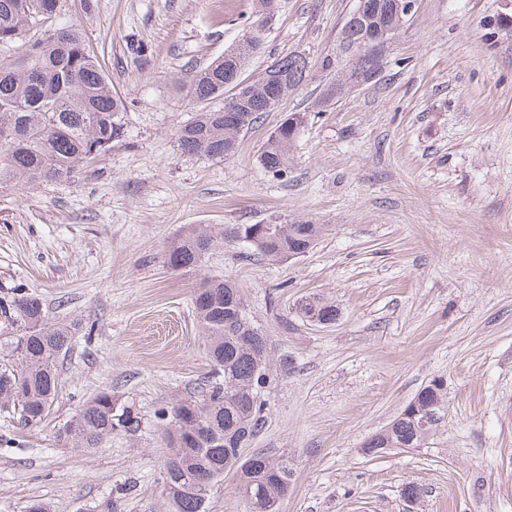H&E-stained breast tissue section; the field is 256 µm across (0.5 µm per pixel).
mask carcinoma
Instances as JSON below:
<instances>
[{
    "instance_id": "obj_1",
    "label": "carcinoma",
    "mask_w": 512,
    "mask_h": 512,
    "mask_svg": "<svg viewBox=\"0 0 512 512\" xmlns=\"http://www.w3.org/2000/svg\"><path fill=\"white\" fill-rule=\"evenodd\" d=\"M48 0H0V47L13 46L12 59L0 58V189L18 183L70 182L97 162L120 137L124 104L112 88L94 53L72 24L46 28L42 15ZM256 20L224 55L193 71L179 90L193 103L225 96L224 108L201 109L178 132L180 148L207 160L231 155L241 134L273 111L288 93L311 75L308 57L297 52L268 65L253 81L242 78L262 49L263 32L273 21L271 0H256ZM397 0H359L341 28L348 48L368 34L397 32L407 14ZM370 61L352 67L341 79L325 84L320 105L336 103L352 88L372 79ZM298 133L280 123L260 148L258 160L269 173H288L290 151ZM97 150H92V147ZM323 225L309 219L277 215L266 224H233L219 231L189 224L176 235L165 255L174 270L201 267L208 250L228 240L244 242L261 257L286 260L312 247ZM199 328L208 341L212 380L200 394L161 409L169 457L165 491L172 512H207L211 488L233 474L244 512H277L288 493L291 471L284 460L252 452L243 457L265 426L262 389L270 380L266 336L247 312L237 285L205 277L194 295ZM302 317L331 325L335 302L312 298L299 305ZM0 314L16 325L12 357L0 361V407L20 410L27 426L37 427L49 415L58 395L59 360L70 352L77 328L49 318L36 295L19 291L0 300ZM445 403V387L433 379L381 433L365 445L373 455L383 448H416L433 433ZM138 417L110 389L98 392L59 429L61 441L76 448H98L116 432L135 431Z\"/></svg>"
}]
</instances>
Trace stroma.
<instances>
[{"mask_svg": "<svg viewBox=\"0 0 512 512\" xmlns=\"http://www.w3.org/2000/svg\"><path fill=\"white\" fill-rule=\"evenodd\" d=\"M357 0H280L246 78L302 52L311 78L243 134L232 155L184 153L195 108L176 80L234 47L253 0H66L125 101L122 135L69 183L0 190V298L23 290L49 317L93 323L59 362L47 419L0 408V512H169L159 409L210 372L193 298L202 279L240 288L286 358L261 395L251 444L292 470L278 512H512V28L490 32L503 0H418L385 45L377 82L316 106L324 58L348 69L340 30ZM143 44L146 61L128 51ZM304 123L288 175L257 157L289 114ZM272 215L323 224L306 255L273 263L242 243L192 271L164 253L187 224H257ZM336 301L324 326L302 299ZM442 419L424 445L369 455L434 378ZM112 389L141 418L98 448L59 442L76 409ZM422 496L409 501L406 484Z\"/></svg>", "mask_w": 512, "mask_h": 512, "instance_id": "35a3bbf8", "label": "stroma"}]
</instances>
